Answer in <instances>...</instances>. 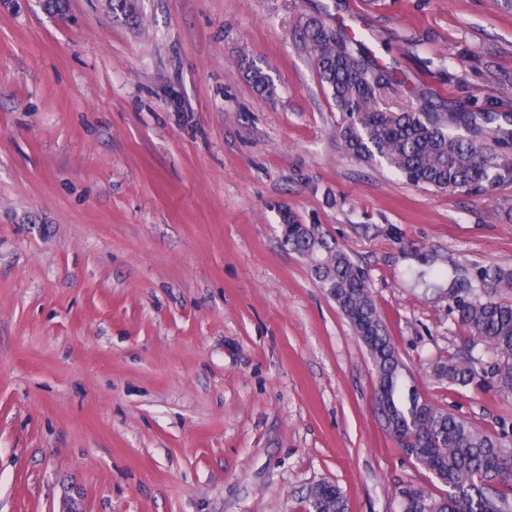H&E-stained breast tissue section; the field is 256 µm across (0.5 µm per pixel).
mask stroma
<instances>
[{"label": "stroma", "mask_w": 512, "mask_h": 512, "mask_svg": "<svg viewBox=\"0 0 512 512\" xmlns=\"http://www.w3.org/2000/svg\"><path fill=\"white\" fill-rule=\"evenodd\" d=\"M66 2L0 0V512H305L322 481L347 512L441 496L283 205L365 272L422 396L512 442L448 293L512 269V183L438 191L349 158L300 42L311 16L362 30L405 81L391 111L512 113L504 0H138L140 28ZM468 352L472 385L430 376Z\"/></svg>", "instance_id": "35a3bbf8"}]
</instances>
